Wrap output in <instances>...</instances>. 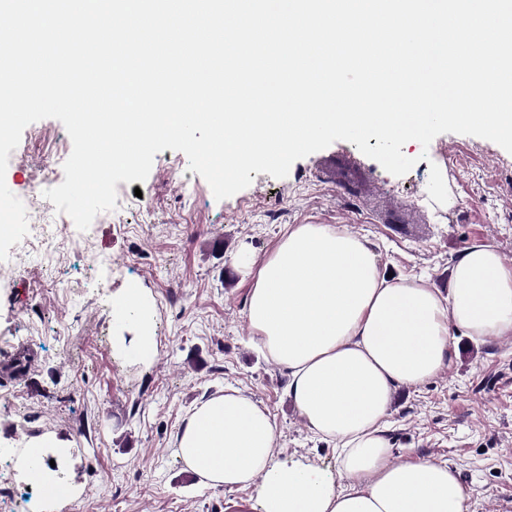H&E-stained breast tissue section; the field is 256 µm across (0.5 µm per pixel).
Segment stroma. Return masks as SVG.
Wrapping results in <instances>:
<instances>
[{
  "label": "stroma",
  "instance_id": "stroma-1",
  "mask_svg": "<svg viewBox=\"0 0 512 512\" xmlns=\"http://www.w3.org/2000/svg\"><path fill=\"white\" fill-rule=\"evenodd\" d=\"M71 151L55 119L27 126L11 151L5 180L29 223L54 213L43 192L63 182ZM403 152L416 163L398 177L339 140L294 162L286 177L254 174L219 201L185 154L166 149L144 182L117 183L115 209L88 230L47 225L60 241L51 258L0 264V447L20 457L37 436L66 440L65 478L79 492L62 512H254L255 488L204 485L174 448L193 407L233 387L275 418L277 461L337 477L335 443L308 431L286 395L287 370L249 342L248 277L230 262L242 251L264 260L287 225L332 224L368 239L387 275L443 290L472 243L512 263V153L454 133ZM339 155L361 160L409 221H378L360 187L324 179L323 164ZM434 165L449 192L443 205L427 193ZM136 287L155 309L157 353L148 362L112 350L113 337L137 334L112 313L113 300ZM451 350L435 378L398 389L392 458L417 451L448 461L468 490V512H512V336L456 335Z\"/></svg>",
  "mask_w": 512,
  "mask_h": 512
}]
</instances>
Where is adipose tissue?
Segmentation results:
<instances>
[{
    "label": "adipose tissue",
    "instance_id": "adipose-tissue-1",
    "mask_svg": "<svg viewBox=\"0 0 512 512\" xmlns=\"http://www.w3.org/2000/svg\"><path fill=\"white\" fill-rule=\"evenodd\" d=\"M252 343L288 371V396L314 435L335 441L339 478L273 455L269 410L235 388L187 415L175 446L205 483L256 486L258 512H467L452 464L417 452L392 461L387 433L396 390L420 386L451 359L450 336H512V264L486 243L463 250L448 288L380 273L369 242L330 224H292L249 272ZM134 321L115 350L156 354L153 307L138 288L113 304Z\"/></svg>",
    "mask_w": 512,
    "mask_h": 512
}]
</instances>
